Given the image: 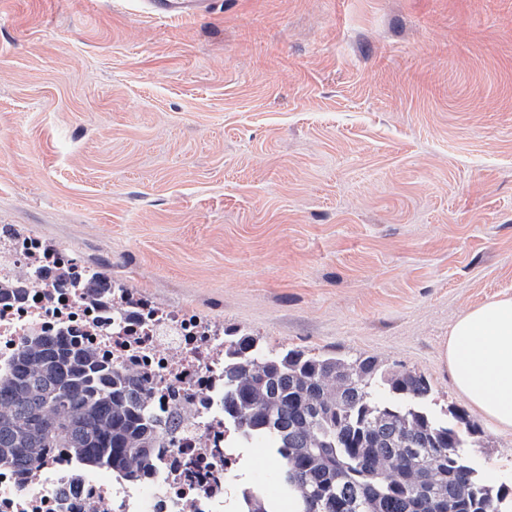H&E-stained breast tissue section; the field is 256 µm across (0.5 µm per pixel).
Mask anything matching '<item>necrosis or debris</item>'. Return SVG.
I'll list each match as a JSON object with an SVG mask.
<instances>
[{"label":"necrosis or debris","instance_id":"1","mask_svg":"<svg viewBox=\"0 0 512 512\" xmlns=\"http://www.w3.org/2000/svg\"><path fill=\"white\" fill-rule=\"evenodd\" d=\"M68 251L23 233L0 244V280L26 283L25 299L0 302V376L26 341L62 332L106 363L136 367L155 410L178 416L152 451L140 482L103 467L86 468L51 449L26 472L0 468V512H224V491L238 465L224 427V336L198 311L160 305L113 289L108 306L88 289L52 287L54 275L83 272Z\"/></svg>","mask_w":512,"mask_h":512}]
</instances>
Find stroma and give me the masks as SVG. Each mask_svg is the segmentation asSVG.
Returning a JSON list of instances; mask_svg holds the SVG:
<instances>
[{"mask_svg":"<svg viewBox=\"0 0 512 512\" xmlns=\"http://www.w3.org/2000/svg\"><path fill=\"white\" fill-rule=\"evenodd\" d=\"M271 350L466 411L451 324L512 295V0H0V225ZM144 3L150 15L162 20L208 13L213 0H145Z\"/></svg>","mask_w":512,"mask_h":512,"instance_id":"1","label":"stroma"}]
</instances>
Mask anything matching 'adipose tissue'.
<instances>
[{
	"instance_id": "1",
	"label": "adipose tissue",
	"mask_w": 512,
	"mask_h": 512,
	"mask_svg": "<svg viewBox=\"0 0 512 512\" xmlns=\"http://www.w3.org/2000/svg\"><path fill=\"white\" fill-rule=\"evenodd\" d=\"M446 359L469 403L512 428V296L494 297L457 318L449 328Z\"/></svg>"
}]
</instances>
